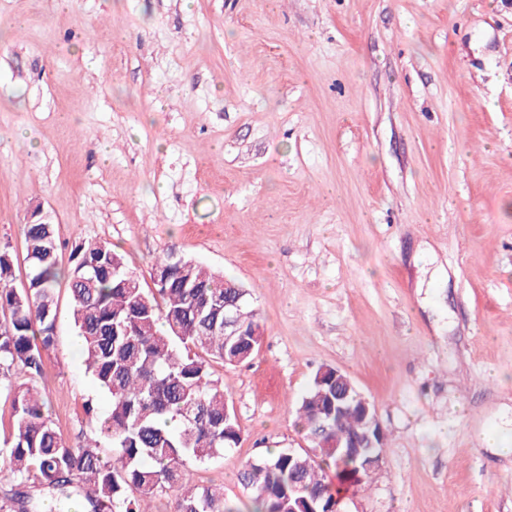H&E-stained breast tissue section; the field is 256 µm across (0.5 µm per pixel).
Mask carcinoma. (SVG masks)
I'll return each instance as SVG.
<instances>
[{
  "instance_id": "1",
  "label": "carcinoma",
  "mask_w": 512,
  "mask_h": 512,
  "mask_svg": "<svg viewBox=\"0 0 512 512\" xmlns=\"http://www.w3.org/2000/svg\"><path fill=\"white\" fill-rule=\"evenodd\" d=\"M30 264L28 287L10 285L12 257L0 249V396L11 400L10 438L0 450V475L11 483L0 512H38L45 491L82 512H151L160 495L170 512H239L216 484L197 483L190 466L202 465L237 445L241 433L224 383L212 378L206 357L228 365L248 361L262 340L261 326L237 282L206 264L166 249L155 263V292L127 284L124 259L104 242L73 249L69 271L73 319L81 353L109 406L95 419L94 436L73 448L45 413L43 353L54 342L60 271L53 225H24ZM242 295L244 336L224 335V300ZM334 370L315 373L297 408V425L319 449L288 458V449L266 452L247 464L241 483L253 512H325L349 482L365 485L372 472L334 448L336 433L368 432L357 407L323 420L319 406L331 394ZM112 455L103 454L102 444ZM334 467L336 482L325 480Z\"/></svg>"
}]
</instances>
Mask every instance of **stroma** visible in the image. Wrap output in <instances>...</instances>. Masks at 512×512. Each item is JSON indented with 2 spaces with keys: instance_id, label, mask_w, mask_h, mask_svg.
I'll return each mask as SVG.
<instances>
[{
  "instance_id": "1",
  "label": "stroma",
  "mask_w": 512,
  "mask_h": 512,
  "mask_svg": "<svg viewBox=\"0 0 512 512\" xmlns=\"http://www.w3.org/2000/svg\"><path fill=\"white\" fill-rule=\"evenodd\" d=\"M54 225L46 411L71 445L108 398L66 275L108 242L143 287L169 245L237 280L263 342L210 364L241 430L195 481L306 446L345 372L385 435L341 512H512V6L505 0H0V248Z\"/></svg>"
}]
</instances>
